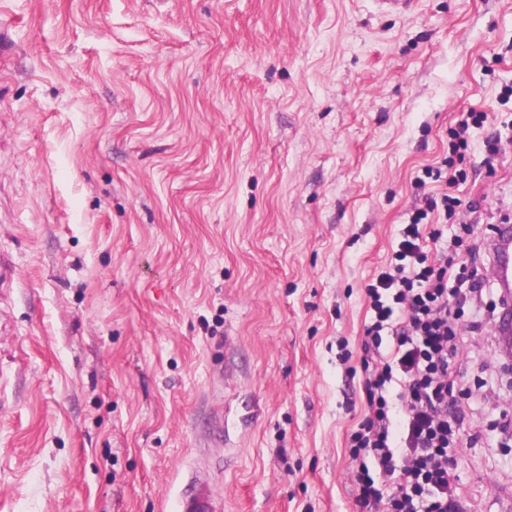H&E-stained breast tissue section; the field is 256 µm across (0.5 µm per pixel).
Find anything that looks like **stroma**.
I'll return each mask as SVG.
<instances>
[{"label": "stroma", "mask_w": 512, "mask_h": 512, "mask_svg": "<svg viewBox=\"0 0 512 512\" xmlns=\"http://www.w3.org/2000/svg\"><path fill=\"white\" fill-rule=\"evenodd\" d=\"M471 128L449 234L512 214V0H0V512H359L364 288ZM452 469L512 499L490 326ZM222 509L221 499L208 481L197 483L177 501V512H220Z\"/></svg>", "instance_id": "obj_1"}]
</instances>
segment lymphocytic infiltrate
I'll use <instances>...</instances> for the list:
<instances>
[{
    "label": "lymphocytic infiltrate",
    "instance_id": "f902f5d3",
    "mask_svg": "<svg viewBox=\"0 0 512 512\" xmlns=\"http://www.w3.org/2000/svg\"><path fill=\"white\" fill-rule=\"evenodd\" d=\"M488 118L474 112L450 128V157L417 179L422 194L391 258L365 288L367 413L347 440L360 512H470L448 452L460 443L473 390L449 366L462 341L457 320L481 301L482 287L457 270L462 241L444 232L456 199H434L425 187L457 182L454 158L469 147L471 123ZM452 280L457 288H449Z\"/></svg>",
    "mask_w": 512,
    "mask_h": 512
}]
</instances>
